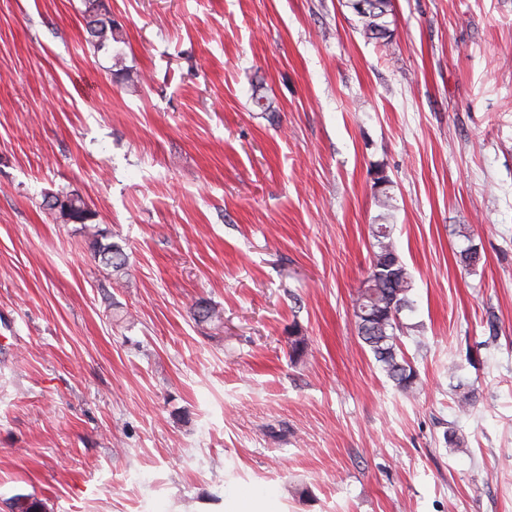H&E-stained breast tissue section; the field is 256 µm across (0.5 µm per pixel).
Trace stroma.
Masks as SVG:
<instances>
[{
  "label": "stroma",
  "instance_id": "obj_1",
  "mask_svg": "<svg viewBox=\"0 0 512 512\" xmlns=\"http://www.w3.org/2000/svg\"><path fill=\"white\" fill-rule=\"evenodd\" d=\"M85 2L0 0V512H512V0H392L387 48L349 0H104L98 51ZM379 169L411 397L352 309ZM87 2L89 5L85 12L89 32L94 38V47L99 49L117 39L121 26L112 18L103 1L87 0ZM63 196L68 199L69 207L72 212V218L75 220L73 223L69 224H91L93 223L95 213L91 210L88 203L85 201L83 197H81L77 193H72L68 191H59L56 193L47 194L44 196V205L50 210L56 217V219L60 218V214L58 209L56 208L59 196ZM58 214V215H57ZM61 219V218H60ZM100 238L94 239L93 247L95 255L100 257L105 266L112 268V272L119 274L126 269L127 255L122 247L116 243L108 242L107 236L98 233L96 236Z\"/></svg>",
  "mask_w": 512,
  "mask_h": 512
}]
</instances>
